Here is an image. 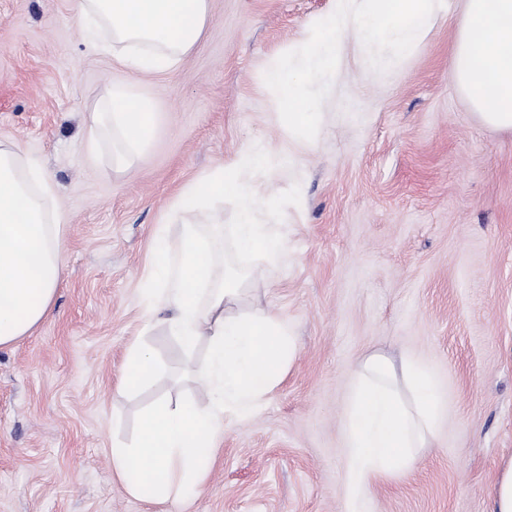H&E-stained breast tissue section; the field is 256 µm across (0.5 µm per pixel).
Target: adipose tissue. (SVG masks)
Masks as SVG:
<instances>
[{
    "label": "adipose tissue",
    "mask_w": 512,
    "mask_h": 512,
    "mask_svg": "<svg viewBox=\"0 0 512 512\" xmlns=\"http://www.w3.org/2000/svg\"><path fill=\"white\" fill-rule=\"evenodd\" d=\"M333 8L272 65L267 83L279 93L277 120L290 143L312 151L336 103V74L349 55L371 76L396 72L422 46L445 0H332ZM75 17L91 50L108 52L134 74L177 66L201 39L209 0H76ZM451 74L481 121L512 132V0H463ZM156 112L150 99L114 86L107 106L87 113L80 143L95 156L112 145V169L132 167L150 144ZM292 164L281 146L244 142L221 169L187 188L172 204L177 239L159 231L141 302L147 326H161L186 352L205 344L196 376L205 404L161 402L146 410L131 445L112 450V470L138 500L175 504L204 485L225 432L251 423L293 366V324L259 300L265 269L288 260L285 237L257 220L276 197L253 187L269 170ZM233 205L225 257L211 205ZM65 262L55 189L42 169L12 143L0 142V348L29 335L47 315ZM142 340L128 344L119 381L130 394L159 370ZM444 406L428 368L412 356L379 354L351 372L345 419L347 512H369L373 483L411 474L421 449L434 443Z\"/></svg>",
    "instance_id": "1"
}]
</instances>
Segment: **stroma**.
Listing matches in <instances>:
<instances>
[{
  "label": "stroma",
  "mask_w": 512,
  "mask_h": 512,
  "mask_svg": "<svg viewBox=\"0 0 512 512\" xmlns=\"http://www.w3.org/2000/svg\"><path fill=\"white\" fill-rule=\"evenodd\" d=\"M462 0L386 80L348 62L317 147L258 177L285 198L259 219L289 257L256 283L294 322L298 355L259 416L230 429L206 485L161 507L131 498L112 448L162 399L204 402L186 355L145 330L141 280L183 189L245 141L287 144L266 73L330 0H212V21L174 69L133 75L89 51L74 0H0V142L54 183L66 266L43 321L0 348V512H346L345 404L365 355L416 354L446 409L412 474L369 489L371 512H490L512 456V132L472 113L450 71ZM149 97L153 141L131 169L80 148L84 114L113 85ZM164 370L116 388L137 337Z\"/></svg>",
  "instance_id": "35a3bbf8"
}]
</instances>
